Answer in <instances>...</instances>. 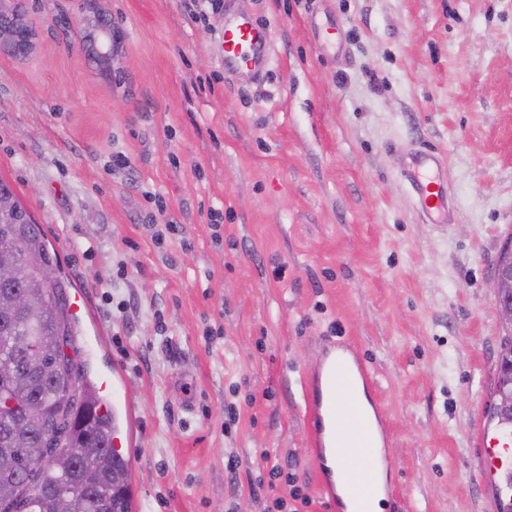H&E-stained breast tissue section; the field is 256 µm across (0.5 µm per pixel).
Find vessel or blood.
<instances>
[{
    "instance_id": "1",
    "label": "vessel or blood",
    "mask_w": 512,
    "mask_h": 512,
    "mask_svg": "<svg viewBox=\"0 0 512 512\" xmlns=\"http://www.w3.org/2000/svg\"><path fill=\"white\" fill-rule=\"evenodd\" d=\"M224 65L256 75L271 63L270 29L250 15L228 14L221 29ZM441 159L428 152L409 157L404 175L414 193L420 216L431 224L451 221L448 194L439 179ZM374 378L353 349L325 348L303 379L304 401L316 448V469L323 487L336 493L335 474H342L351 494L339 502L340 512H369L379 494L393 495L391 484L382 482L376 468L379 442L375 433L384 417L371 393ZM512 454V440L502 437L483 443L481 468L493 473L498 463Z\"/></svg>"
}]
</instances>
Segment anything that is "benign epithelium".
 Wrapping results in <instances>:
<instances>
[{"instance_id": "1", "label": "benign epithelium", "mask_w": 512, "mask_h": 512, "mask_svg": "<svg viewBox=\"0 0 512 512\" xmlns=\"http://www.w3.org/2000/svg\"><path fill=\"white\" fill-rule=\"evenodd\" d=\"M12 2L14 23L9 27L0 24V55L25 60L35 49L34 24L30 16L24 13L26 0ZM78 39L93 65L109 81L118 80L117 53L124 39V31L112 20V14L99 9L87 11L79 21ZM38 278L46 286L55 285L59 281L58 267L53 263L41 264ZM495 296L503 329L512 333V307L502 303V299L512 297V270L495 277Z\"/></svg>"}]
</instances>
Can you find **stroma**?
Returning <instances> with one entry per match:
<instances>
[{
  "mask_svg": "<svg viewBox=\"0 0 512 512\" xmlns=\"http://www.w3.org/2000/svg\"><path fill=\"white\" fill-rule=\"evenodd\" d=\"M39 2L35 54L0 56V178L84 298L77 359L132 404L133 512H336L301 388L326 340L373 374L385 512H496L505 473L483 475L478 435L512 236V0H220L196 17L95 0L125 31L116 83L79 46V0ZM231 11L270 27L264 78L224 67ZM415 149L442 158L448 227L416 212Z\"/></svg>",
  "mask_w": 512,
  "mask_h": 512,
  "instance_id": "obj_1",
  "label": "stroma"
}]
</instances>
